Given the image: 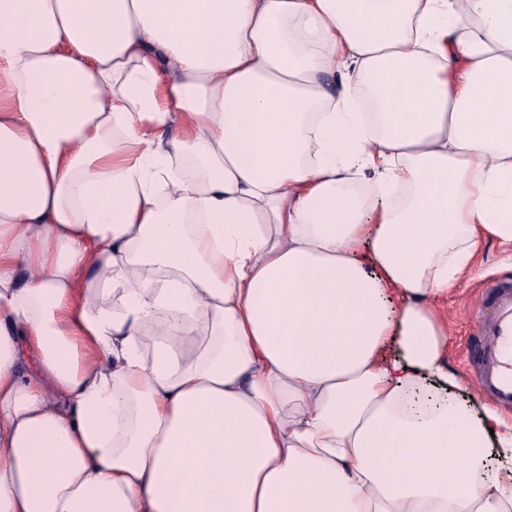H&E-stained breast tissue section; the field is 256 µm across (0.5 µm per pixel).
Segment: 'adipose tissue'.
Listing matches in <instances>:
<instances>
[{"label":"adipose tissue","mask_w":512,"mask_h":512,"mask_svg":"<svg viewBox=\"0 0 512 512\" xmlns=\"http://www.w3.org/2000/svg\"><path fill=\"white\" fill-rule=\"evenodd\" d=\"M489 239L512 0H0V512H512ZM505 277H512V250L505 251L496 241L486 242L477 271L448 290L437 307L448 321V363L466 386L464 396L479 409L483 405L493 408L512 424V412L479 397L475 386L476 382L482 395L497 406L512 410V279ZM497 278L503 279L489 284ZM481 291L476 304L466 312L476 335L470 357L474 381L466 370L470 326L464 311Z\"/></svg>","instance_id":"ef3b65f1"}]
</instances>
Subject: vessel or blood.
<instances>
[{"label":"vessel or blood","mask_w":512,"mask_h":512,"mask_svg":"<svg viewBox=\"0 0 512 512\" xmlns=\"http://www.w3.org/2000/svg\"><path fill=\"white\" fill-rule=\"evenodd\" d=\"M476 335L470 367L479 391L512 410V279L486 286L468 310Z\"/></svg>","instance_id":"b4317fda"}]
</instances>
